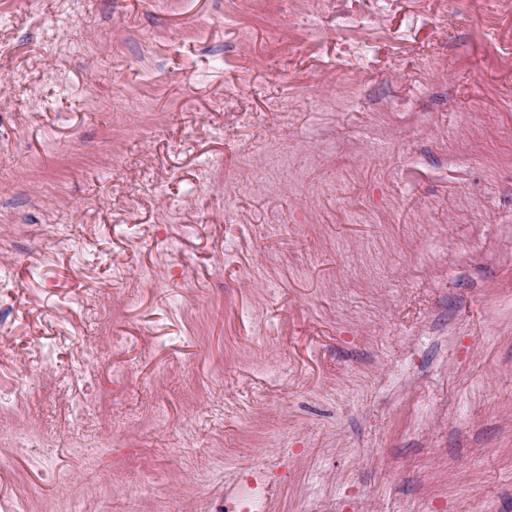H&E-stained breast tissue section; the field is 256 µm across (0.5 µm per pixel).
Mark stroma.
Returning a JSON list of instances; mask_svg holds the SVG:
<instances>
[{"instance_id":"obj_1","label":"stroma","mask_w":512,"mask_h":512,"mask_svg":"<svg viewBox=\"0 0 512 512\" xmlns=\"http://www.w3.org/2000/svg\"><path fill=\"white\" fill-rule=\"evenodd\" d=\"M1 226L0 512H512V0H0ZM260 150L267 154L266 164L251 179V182H237L236 194L238 196L246 193L252 194L255 191L253 183L260 185L265 194L272 195L281 192L285 185L297 180L298 171L292 158L279 148L276 141L264 140ZM10 446L11 448H17L20 451L28 452L31 451L32 448H39L42 459L49 456L45 451L40 448H49L52 445L49 442H46L39 437L33 435L28 431H17L11 434L10 436Z\"/></svg>"}]
</instances>
